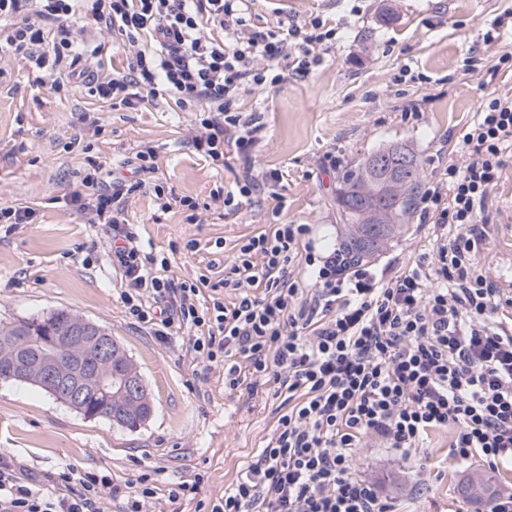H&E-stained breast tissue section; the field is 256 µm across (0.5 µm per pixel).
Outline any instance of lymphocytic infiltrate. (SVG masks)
<instances>
[{"mask_svg": "<svg viewBox=\"0 0 512 512\" xmlns=\"http://www.w3.org/2000/svg\"><path fill=\"white\" fill-rule=\"evenodd\" d=\"M78 2L0 0V62L29 61L55 91L85 82L115 109L159 98L203 106L192 145L215 162L230 145L251 158L260 127L235 110L239 94L279 83L285 64L309 73L336 38L317 16L256 28V0H91L99 33L123 40L126 70L89 74L76 68L87 25ZM462 141L467 162L448 163L420 196L440 230L435 250L382 286L337 254H315L305 224L249 237L219 282H174L167 260L142 249L123 204L143 181L85 170L70 204L105 225L131 317L162 342L187 331L197 357L223 367L226 389L279 402L264 448L207 512H393L355 472L369 439L411 459L430 432L449 428L450 463L512 462V321L499 315L512 298L477 262L488 235L478 214L512 157V96L485 98ZM299 259L315 278L305 300ZM115 492L108 476L67 467L36 484L0 456V512H104Z\"/></svg>", "mask_w": 512, "mask_h": 512, "instance_id": "lymphocytic-infiltrate-1", "label": "lymphocytic infiltrate"}]
</instances>
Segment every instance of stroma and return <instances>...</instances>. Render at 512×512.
<instances>
[{"mask_svg": "<svg viewBox=\"0 0 512 512\" xmlns=\"http://www.w3.org/2000/svg\"><path fill=\"white\" fill-rule=\"evenodd\" d=\"M509 13L512 0H256L258 28L317 16L335 28L336 39L310 73L286 75L236 100L237 110L261 126L248 163L230 146L220 162L195 152L194 113L163 103L115 109L79 83L53 91L49 78L14 62L0 81V204L31 206L37 220L0 229V325L64 309L106 326L138 366L155 412L130 431L83 418L35 386L0 382V452L38 480L62 467L111 476L119 488L111 512H123L127 493L149 472L163 490L204 478L191 498H160V512H203L222 496L263 448L276 420L274 401L225 390L222 367L196 358L185 334L161 343L131 319L102 226L86 223L66 199L93 162L105 180L135 179L133 159L148 145L157 168L145 189L129 196L128 217L146 251L167 257L175 281L222 279L235 245L272 224L310 225L315 250L332 252L343 232L336 189L364 154L405 143L428 180L446 162L465 160L461 135L482 99L512 95V73L495 68L512 52V30L502 29L492 43L484 39ZM248 167L260 181L277 173V194L260 188L238 208L225 207ZM159 190L172 197L169 210H159ZM480 221L489 234L479 264L510 293L512 159ZM435 240V226L413 212L407 231L367 267L389 281L431 252ZM449 441V432L433 433L417 464L367 442L356 473L396 512H474L458 488L477 464L448 465Z\"/></svg>", "mask_w": 512, "mask_h": 512, "instance_id": "1", "label": "stroma"}]
</instances>
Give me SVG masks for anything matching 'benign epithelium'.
Masks as SVG:
<instances>
[{
  "label": "benign epithelium",
  "mask_w": 512,
  "mask_h": 512,
  "mask_svg": "<svg viewBox=\"0 0 512 512\" xmlns=\"http://www.w3.org/2000/svg\"><path fill=\"white\" fill-rule=\"evenodd\" d=\"M120 348L96 323L80 319L70 322L52 338L51 348L36 359L22 356L14 346L8 354L12 375L27 379L33 375L60 401L79 406L89 394L108 402L135 404L149 402L142 378L133 371H115L113 362Z\"/></svg>",
  "instance_id": "1"
}]
</instances>
